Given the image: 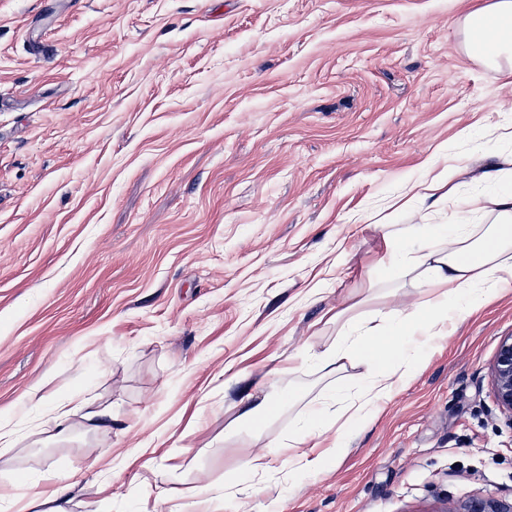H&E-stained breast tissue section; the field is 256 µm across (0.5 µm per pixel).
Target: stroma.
Returning a JSON list of instances; mask_svg holds the SVG:
<instances>
[{
  "label": "stroma",
  "instance_id": "35a3bbf8",
  "mask_svg": "<svg viewBox=\"0 0 512 512\" xmlns=\"http://www.w3.org/2000/svg\"><path fill=\"white\" fill-rule=\"evenodd\" d=\"M488 0H0V485L56 478L69 512H462L512 500V420L490 366L512 288L432 341L424 368L323 470L246 462L300 404L227 425L248 395L328 385L291 355L371 294L388 224H444L413 195L476 144L512 151V65L459 48ZM42 387L43 398L32 395ZM123 429L44 442L54 402Z\"/></svg>",
  "mask_w": 512,
  "mask_h": 512
}]
</instances>
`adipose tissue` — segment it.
I'll list each match as a JSON object with an SVG mask.
<instances>
[{
  "instance_id": "ef3b65f1",
  "label": "adipose tissue",
  "mask_w": 512,
  "mask_h": 512,
  "mask_svg": "<svg viewBox=\"0 0 512 512\" xmlns=\"http://www.w3.org/2000/svg\"><path fill=\"white\" fill-rule=\"evenodd\" d=\"M462 28L470 55L494 66L504 60L512 63V0H491L470 11ZM465 177L479 189L458 199L447 223L386 227L397 246L389 275L421 289L422 302L412 311L382 316L361 311L356 303L337 312L336 339L315 353L313 362L326 378L357 370L355 391L337 395L335 415L312 406L299 411L287 441L275 443L272 455L250 459V470H266L275 457L287 458L291 468L308 470L338 460L350 428L373 417L379 402L425 363L421 356L400 355L380 362L369 353L368 343L377 338H444L450 323L465 320L512 286V156L501 157L488 170L449 165L439 181L456 194Z\"/></svg>"
}]
</instances>
